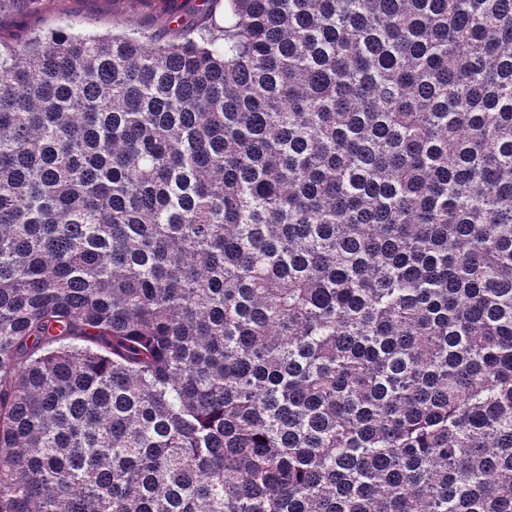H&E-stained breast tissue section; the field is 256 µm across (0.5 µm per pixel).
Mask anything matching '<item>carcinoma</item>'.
<instances>
[{
	"label": "carcinoma",
	"mask_w": 512,
	"mask_h": 512,
	"mask_svg": "<svg viewBox=\"0 0 512 512\" xmlns=\"http://www.w3.org/2000/svg\"><path fill=\"white\" fill-rule=\"evenodd\" d=\"M191 9L0 35V512H512V0Z\"/></svg>",
	"instance_id": "1"
}]
</instances>
